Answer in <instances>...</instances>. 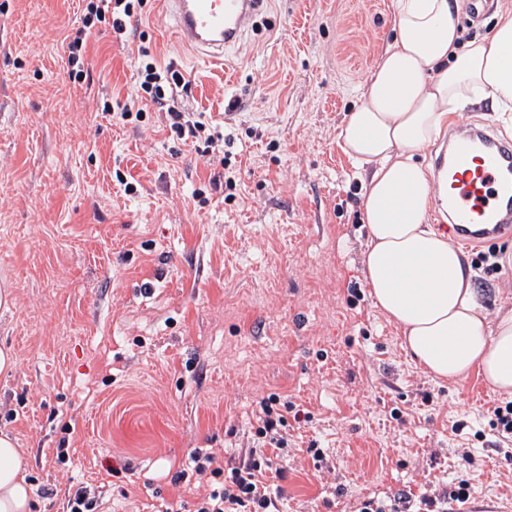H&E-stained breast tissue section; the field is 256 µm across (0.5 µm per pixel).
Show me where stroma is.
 I'll return each instance as SVG.
<instances>
[{
  "mask_svg": "<svg viewBox=\"0 0 512 512\" xmlns=\"http://www.w3.org/2000/svg\"><path fill=\"white\" fill-rule=\"evenodd\" d=\"M393 2L269 0L220 66L147 0L137 26L191 77L186 108L234 138L229 200L209 187L219 163L175 149L158 114L136 129L98 112L137 80L110 31L91 36L86 79L69 80L61 42L81 0H0V289L14 298L0 348L17 358L0 374V431L27 480L59 490L32 512H62L78 485L109 512L195 502L171 473L196 448L239 454L273 393L310 415L276 460L281 512H355L462 480L465 512H512V441L489 426L502 395H476L475 373L450 384L417 367L364 278L363 172L338 135L392 37ZM488 251L499 269L473 285L493 313L512 299V235L465 254Z\"/></svg>",
  "mask_w": 512,
  "mask_h": 512,
  "instance_id": "stroma-1",
  "label": "stroma"
}]
</instances>
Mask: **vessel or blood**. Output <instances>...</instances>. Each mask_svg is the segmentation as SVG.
I'll use <instances>...</instances> for the list:
<instances>
[{"instance_id":"b4317fda","label":"vessel or blood","mask_w":512,"mask_h":512,"mask_svg":"<svg viewBox=\"0 0 512 512\" xmlns=\"http://www.w3.org/2000/svg\"><path fill=\"white\" fill-rule=\"evenodd\" d=\"M264 0H167L175 31L186 45L215 62L234 45ZM451 148L453 181L448 233L461 244L500 237L512 228V146L462 124Z\"/></svg>"}]
</instances>
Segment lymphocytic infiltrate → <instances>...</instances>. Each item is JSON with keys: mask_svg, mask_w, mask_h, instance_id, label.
I'll use <instances>...</instances> for the list:
<instances>
[{"mask_svg": "<svg viewBox=\"0 0 512 512\" xmlns=\"http://www.w3.org/2000/svg\"><path fill=\"white\" fill-rule=\"evenodd\" d=\"M145 0H86L82 25L69 35L65 47L68 77L78 82L85 79L88 39L97 25L110 27L117 39L133 35L131 21L141 16ZM138 87L134 97L121 109L103 103V115L114 116L118 123L140 124L148 112L164 116L165 127L183 145L200 147L202 155L213 154L224 140V134L196 113L187 111L184 99L192 93V81L173 66L158 65L149 47L138 46ZM295 410L291 402L281 401L278 395L262 399L257 427L251 441L237 463H225L214 451L194 449L190 469L178 470L171 477L172 485L187 481L189 475L211 477L209 490L201 495L195 512H280V492L271 490L263 478L272 469L269 449L288 445V416ZM470 498L467 482H459L448 493H399L391 501L368 499L358 512H450L452 504H466Z\"/></svg>", "mask_w": 512, "mask_h": 512, "instance_id": "1", "label": "lymphocytic infiltrate"}]
</instances>
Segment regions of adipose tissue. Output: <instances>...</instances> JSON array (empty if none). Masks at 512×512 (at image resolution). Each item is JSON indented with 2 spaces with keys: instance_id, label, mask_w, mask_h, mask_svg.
Wrapping results in <instances>:
<instances>
[{
  "instance_id": "obj_1",
  "label": "adipose tissue",
  "mask_w": 512,
  "mask_h": 512,
  "mask_svg": "<svg viewBox=\"0 0 512 512\" xmlns=\"http://www.w3.org/2000/svg\"><path fill=\"white\" fill-rule=\"evenodd\" d=\"M394 37L340 129L342 151L365 173V279L375 306L433 378L471 372L512 397V308L488 316L463 252L428 215L448 199V171L422 162L452 115L489 101L512 123V9L491 34L464 41L451 0H394ZM23 456L0 431V512H32Z\"/></svg>"
}]
</instances>
